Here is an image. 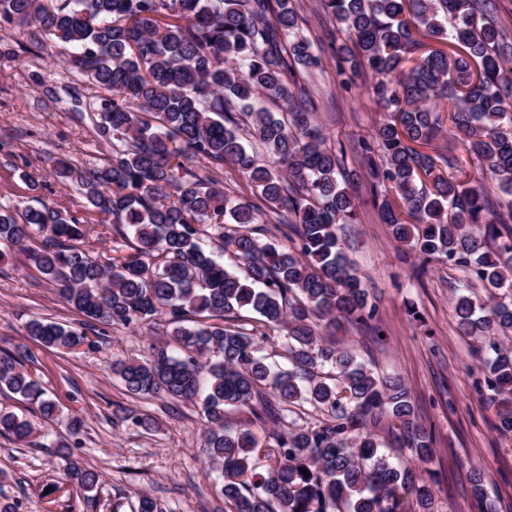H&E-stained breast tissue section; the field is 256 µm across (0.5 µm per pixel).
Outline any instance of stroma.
I'll return each instance as SVG.
<instances>
[{
    "instance_id": "stroma-1",
    "label": "stroma",
    "mask_w": 512,
    "mask_h": 512,
    "mask_svg": "<svg viewBox=\"0 0 512 512\" xmlns=\"http://www.w3.org/2000/svg\"><path fill=\"white\" fill-rule=\"evenodd\" d=\"M305 30L322 57V67L307 82L318 105V118L331 142L354 150L369 137L380 109L367 86L343 85L334 47L343 35L339 24L303 0ZM58 46L39 42L29 26L0 31V205H59L82 209L76 185L62 178L59 160L85 170L109 154L90 120L80 119L90 92L67 73ZM356 223L342 236L350 257L366 278L381 319L383 335L346 327L343 336L358 360L383 373L400 375L415 408L435 437L436 456L428 477L438 512H481L468 481L480 469L497 512H512V433L496 428L489 406L484 367L472 340L454 320L453 287L462 272L435 264L417 277L416 258L399 251L365 186L357 188ZM34 318L69 326L82 316L60 297L57 286L0 244V352L28 354L29 371L59 407L61 424L40 415L10 392L0 390V410L29 419V441L16 444L0 436V502L16 512H132L138 495L156 499L166 512H217L223 499L215 491L216 473L200 453L205 420L198 407L168 398L142 399L130 394L112 371L115 360L146 359L152 343L163 339L162 324L131 329L105 327L96 348L44 347L27 336ZM153 417L145 433L126 419L130 412ZM81 422L77 434L66 423ZM100 472L92 491L64 480L71 465Z\"/></svg>"
}]
</instances>
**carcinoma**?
Listing matches in <instances>:
<instances>
[{"instance_id": "cac0c4a2", "label": "carcinoma", "mask_w": 512, "mask_h": 512, "mask_svg": "<svg viewBox=\"0 0 512 512\" xmlns=\"http://www.w3.org/2000/svg\"><path fill=\"white\" fill-rule=\"evenodd\" d=\"M501 2L320 0L345 27L347 80L369 78L383 110L348 168L305 83L321 58L298 0H0V26L33 25L60 45L67 70L92 90L96 134L112 144L88 171L61 162L88 214L1 206L0 243L92 329L166 318L168 340L112 371L137 397L201 408L224 512H435L423 469L433 437L407 386L334 339L346 323L381 332L339 236L357 218L363 176L383 223L420 258L417 276L434 261L465 274L458 327L489 350L488 400L512 394V355L498 343L512 334V35L498 25ZM444 131L450 152H428ZM226 165L255 201L235 197ZM93 213L112 219L129 254L79 246ZM266 224L286 244L265 240ZM210 230L215 252L204 244ZM36 235L43 245L32 251ZM477 284L489 303L468 293ZM26 332L47 348L94 344L40 319ZM269 345L288 368L270 361ZM22 358L0 354V390L57 421ZM229 408L244 418L229 424ZM33 433L29 420L0 412V436L24 443ZM384 439L412 461L382 453ZM67 479L90 491L100 474L73 465Z\"/></svg>"}]
</instances>
